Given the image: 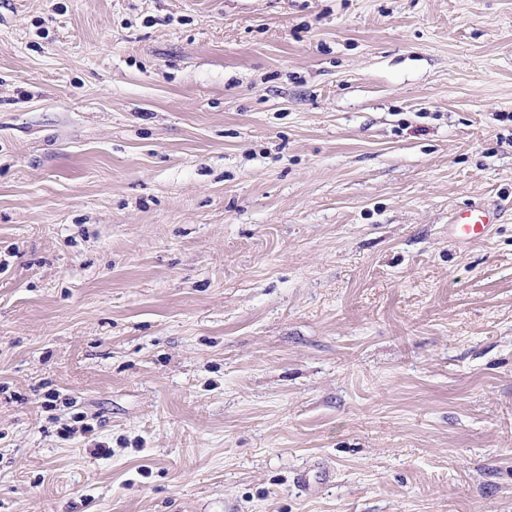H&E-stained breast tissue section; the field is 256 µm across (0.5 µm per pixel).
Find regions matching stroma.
Listing matches in <instances>:
<instances>
[{"label": "stroma", "mask_w": 512, "mask_h": 512, "mask_svg": "<svg viewBox=\"0 0 512 512\" xmlns=\"http://www.w3.org/2000/svg\"><path fill=\"white\" fill-rule=\"evenodd\" d=\"M0 512H512V0H0ZM499 219V209L484 203H474L461 211L450 230L460 243H473L488 237Z\"/></svg>", "instance_id": "35a3bbf8"}]
</instances>
